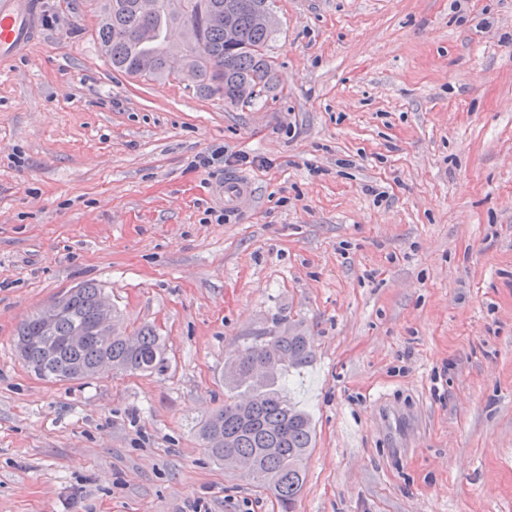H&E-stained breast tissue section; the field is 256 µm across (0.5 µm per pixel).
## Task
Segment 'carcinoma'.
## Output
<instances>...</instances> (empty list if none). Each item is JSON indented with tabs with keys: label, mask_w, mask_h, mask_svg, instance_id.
Here are the masks:
<instances>
[{
	"label": "carcinoma",
	"mask_w": 512,
	"mask_h": 512,
	"mask_svg": "<svg viewBox=\"0 0 512 512\" xmlns=\"http://www.w3.org/2000/svg\"><path fill=\"white\" fill-rule=\"evenodd\" d=\"M100 4L98 37L117 71L154 80L169 77L172 46L165 34L179 30L185 42L180 68L193 75L204 95L238 105L269 85L266 47L275 25L256 19L257 13L269 12L267 0H154L148 13L140 0ZM226 19L238 35L233 43L224 40ZM101 292L95 283L75 287L55 336L62 339L92 324ZM39 335L33 315L19 325L16 347L27 368L42 378H92L104 359L112 360L114 373L156 372L165 366L164 344L149 327L137 332L133 346L116 335L92 336L76 348L59 343L51 354L31 343ZM310 357L307 337L295 332L244 346L225 363L224 407L200 430L205 449L216 462L222 464L229 456L250 462L248 475L272 492L281 512H293L315 443L310 417L284 393L281 378ZM267 448L276 452L267 454Z\"/></svg>",
	"instance_id": "1"
}]
</instances>
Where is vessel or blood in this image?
<instances>
[{
    "label": "vessel or blood",
    "mask_w": 512,
    "mask_h": 512,
    "mask_svg": "<svg viewBox=\"0 0 512 512\" xmlns=\"http://www.w3.org/2000/svg\"><path fill=\"white\" fill-rule=\"evenodd\" d=\"M41 33L40 0H0V57L24 56Z\"/></svg>",
    "instance_id": "vessel-or-blood-1"
}]
</instances>
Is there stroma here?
<instances>
[{
    "instance_id": "35a3bbf8",
    "label": "stroma",
    "mask_w": 512,
    "mask_h": 512,
    "mask_svg": "<svg viewBox=\"0 0 512 512\" xmlns=\"http://www.w3.org/2000/svg\"><path fill=\"white\" fill-rule=\"evenodd\" d=\"M271 8L244 106L114 71L98 0H42L0 57V512H279L198 432L225 359L289 330L295 512H512V0ZM85 281L166 371L23 366L18 325Z\"/></svg>"
}]
</instances>
